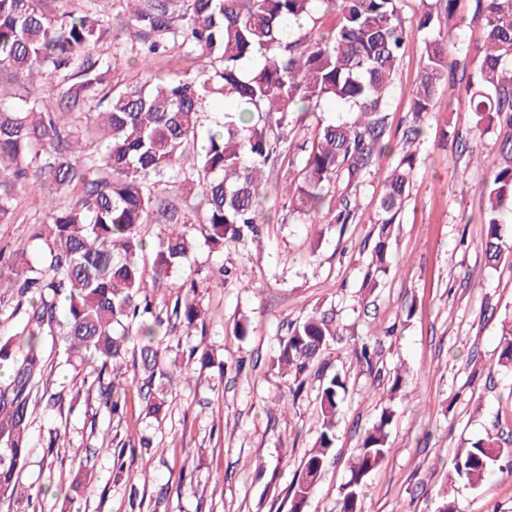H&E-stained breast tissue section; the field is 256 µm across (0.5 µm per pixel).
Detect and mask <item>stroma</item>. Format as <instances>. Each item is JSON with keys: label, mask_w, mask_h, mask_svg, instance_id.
I'll return each mask as SVG.
<instances>
[{"label": "stroma", "mask_w": 512, "mask_h": 512, "mask_svg": "<svg viewBox=\"0 0 512 512\" xmlns=\"http://www.w3.org/2000/svg\"><path fill=\"white\" fill-rule=\"evenodd\" d=\"M128 0H98L111 18L110 41L97 50L112 59L109 84L142 76V62L126 29ZM418 48L399 59L387 99V139L397 141L410 119L411 91L421 74ZM477 145L482 157L440 146L442 129ZM506 131L476 129L465 94L440 91L428 114L417 170L392 242V267L368 292L372 216L395 155L380 157L356 190L359 205L348 225L299 224L278 188L268 186L270 216L259 237L209 253L198 246L194 278L205 311L204 329H174L165 342L188 350L206 342L225 370L193 368L168 397L165 417H145L139 363L120 371L126 407L116 417L96 399L37 413L29 463L21 475L28 494L0 512H131L129 494H145L142 512H288L287 487L319 426L317 378L298 396L272 367L290 324L309 316L332 319L338 336L324 356L327 373L345 374L347 391L333 455L306 512H338L348 463L384 408L395 417L393 452L367 481L364 512H512V457L501 458L479 487L452 476L456 457L493 435L512 440V365L498 362L503 325L512 322V259L489 263L481 187L501 161ZM66 195L42 186L19 192L12 223L0 224V271L29 247L44 204ZM228 271L211 277L215 265ZM248 336L237 335L236 324ZM377 353L373 369L355 359L361 343ZM407 383L386 399L389 376ZM129 438L123 472L109 452L114 433ZM153 441L139 444L140 437ZM58 452H50L51 440Z\"/></svg>", "instance_id": "35a3bbf8"}]
</instances>
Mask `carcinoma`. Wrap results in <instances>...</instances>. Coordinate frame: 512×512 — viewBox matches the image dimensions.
Instances as JSON below:
<instances>
[{
	"label": "carcinoma",
	"mask_w": 512,
	"mask_h": 512,
	"mask_svg": "<svg viewBox=\"0 0 512 512\" xmlns=\"http://www.w3.org/2000/svg\"><path fill=\"white\" fill-rule=\"evenodd\" d=\"M45 2L0 0V78L55 88L69 111L90 120L89 133L104 132L106 148L99 157L83 153L79 137L29 93L0 104V224L11 223L19 187L50 183L65 194L80 187L68 206H48L33 225L36 256L19 255L10 276L0 278V288L29 298L21 331L0 338V367L10 371L0 385L1 500L17 494L36 410L64 405V394L48 381L46 339L78 362L76 371L95 372L83 377L72 400L93 394L113 415L125 408L126 386L107 370L130 354L141 361L143 411L154 418L165 413L174 380L190 374L191 364L224 371L207 347H191L183 361L162 354L164 321L152 315L146 260L153 279L182 280L185 297L175 299L167 322L190 328L204 321L190 273L195 232L211 252L257 236L271 173H282L296 220L351 223L357 208L349 190L389 147L383 112L391 78L415 45L423 67L411 91V119L389 147L397 163L372 218L374 275L365 287H379V275L391 268L390 246L417 166L410 146L420 141L440 88L457 85L448 43L460 40L469 13L481 30L464 45L475 64L465 86L475 124L496 120L509 130L500 144L502 166L482 185L481 249L493 264L512 252L503 222L512 213V0H442L440 12L425 11L414 31L401 22L399 0H144L130 16L141 81L107 91L112 58L95 47L112 38L111 23L91 10L52 16ZM323 7L338 15L326 34L316 17ZM175 49L198 54L204 64L190 77L158 76L153 62ZM215 99L224 100L223 120L205 129L201 114ZM326 103L346 106L355 119L318 120L310 139L287 142L288 126L305 123ZM191 146L199 151L185 168L180 159ZM143 224L160 225L151 244L140 234ZM335 336L332 320L310 316L279 340L273 359L292 377V394L306 375L319 378L321 424L288 487L289 512H305L333 454L347 380L324 373L321 358ZM393 419L386 408L365 431L339 512H364L367 479L392 453ZM502 456H512V448L479 440L455 459L454 472L477 486Z\"/></svg>",
	"instance_id": "1"
}]
</instances>
